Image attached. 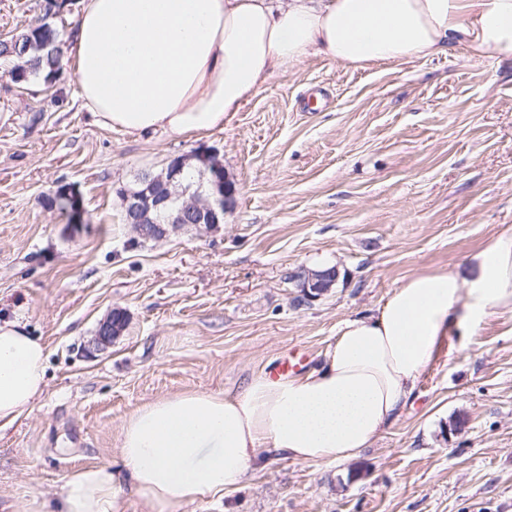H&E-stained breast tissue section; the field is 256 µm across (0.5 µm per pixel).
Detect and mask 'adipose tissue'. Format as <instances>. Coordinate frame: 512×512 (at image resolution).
<instances>
[{
	"mask_svg": "<svg viewBox=\"0 0 512 512\" xmlns=\"http://www.w3.org/2000/svg\"><path fill=\"white\" fill-rule=\"evenodd\" d=\"M465 47L512 58V0H81L67 56L94 123L136 137L223 129L280 69L323 54L366 68ZM512 309V232L469 270L412 275L376 310L347 319L313 371L254 373L238 393L189 391L123 421L118 466L75 469L52 501L14 512H185L223 497L262 454L334 463L357 457L396 418L452 330ZM48 352L24 323H0V430L46 387Z\"/></svg>",
	"mask_w": 512,
	"mask_h": 512,
	"instance_id": "obj_1",
	"label": "adipose tissue"
}]
</instances>
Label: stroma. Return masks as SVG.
<instances>
[{"label": "stroma", "instance_id": "1", "mask_svg": "<svg viewBox=\"0 0 512 512\" xmlns=\"http://www.w3.org/2000/svg\"><path fill=\"white\" fill-rule=\"evenodd\" d=\"M41 18L39 0H0V36ZM196 149L219 151L236 207L213 231L131 244L118 189ZM61 181L84 223L50 205ZM511 229V58L458 47L356 69L317 54L223 130L163 139L97 127L71 72L49 89L0 76V320L49 351L33 411L0 432V512L116 463L145 401L241 391L293 348L317 368L344 320ZM325 266L335 285L297 305L289 275ZM117 307L126 329L98 346ZM187 512H512V310L449 337L358 457L273 458Z\"/></svg>", "mask_w": 512, "mask_h": 512}]
</instances>
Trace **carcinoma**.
I'll use <instances>...</instances> for the list:
<instances>
[{
	"mask_svg": "<svg viewBox=\"0 0 512 512\" xmlns=\"http://www.w3.org/2000/svg\"><path fill=\"white\" fill-rule=\"evenodd\" d=\"M66 0H40L41 23L27 27L7 40H0L3 73L21 84L40 82L50 88L64 69V31L52 18L65 8Z\"/></svg>",
	"mask_w": 512,
	"mask_h": 512,
	"instance_id": "1",
	"label": "carcinoma"
}]
</instances>
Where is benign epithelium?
<instances>
[{"mask_svg": "<svg viewBox=\"0 0 512 512\" xmlns=\"http://www.w3.org/2000/svg\"><path fill=\"white\" fill-rule=\"evenodd\" d=\"M126 224L134 237L159 241L184 230H212L224 223V213L237 202V189L214 150H197L173 157L161 172L142 171L136 186L119 190ZM336 274H299L302 299L310 302L326 293ZM121 308L99 324L96 342L105 347L125 330Z\"/></svg>", "mask_w": 512, "mask_h": 512, "instance_id": "benign-epithelium-1", "label": "benign epithelium"}]
</instances>
